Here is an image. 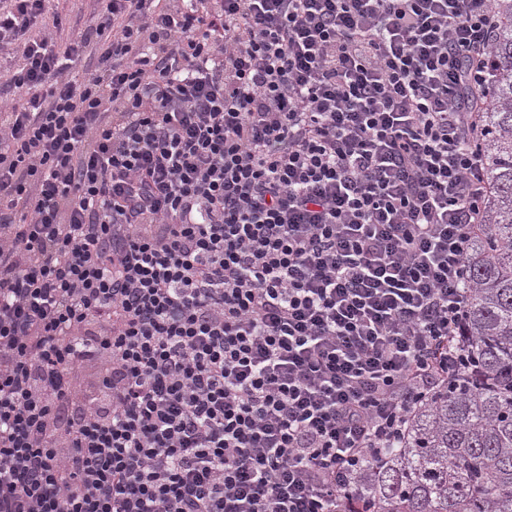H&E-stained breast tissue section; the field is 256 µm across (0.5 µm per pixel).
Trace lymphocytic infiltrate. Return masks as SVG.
Masks as SVG:
<instances>
[{"label":"lymphocytic infiltrate","mask_w":512,"mask_h":512,"mask_svg":"<svg viewBox=\"0 0 512 512\" xmlns=\"http://www.w3.org/2000/svg\"><path fill=\"white\" fill-rule=\"evenodd\" d=\"M105 2L0 0V512H339L464 368L496 0ZM50 6H58L67 16L68 25L73 29H84L95 22L102 4L99 0H51ZM58 1V2H57Z\"/></svg>","instance_id":"1"}]
</instances>
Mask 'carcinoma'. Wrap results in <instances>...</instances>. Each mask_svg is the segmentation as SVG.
I'll list each match as a JSON object with an SVG mask.
<instances>
[{
	"label": "carcinoma",
	"mask_w": 512,
	"mask_h": 512,
	"mask_svg": "<svg viewBox=\"0 0 512 512\" xmlns=\"http://www.w3.org/2000/svg\"><path fill=\"white\" fill-rule=\"evenodd\" d=\"M497 9L496 104L476 113L489 188L456 336L470 364L413 410L397 447L363 465L340 512H512V0Z\"/></svg>",
	"instance_id": "cac0c4a2"
}]
</instances>
